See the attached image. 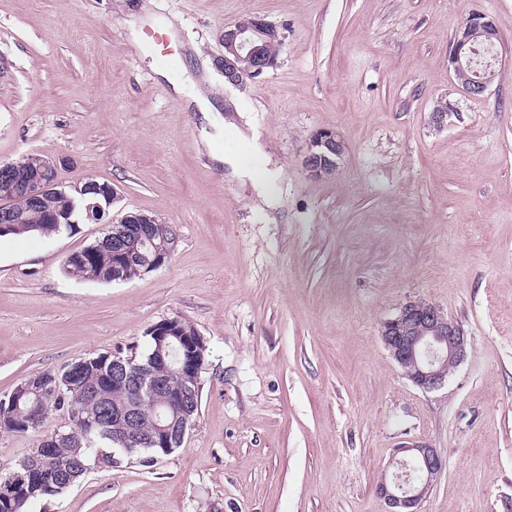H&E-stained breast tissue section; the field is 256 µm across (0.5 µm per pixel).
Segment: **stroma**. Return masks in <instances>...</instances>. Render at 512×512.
Masks as SVG:
<instances>
[{
	"mask_svg": "<svg viewBox=\"0 0 512 512\" xmlns=\"http://www.w3.org/2000/svg\"><path fill=\"white\" fill-rule=\"evenodd\" d=\"M477 11L501 47L473 98L448 56ZM247 15L284 40L276 68L232 86L224 27ZM164 49L223 102L217 146L258 136L281 168L274 206L213 163ZM321 129L346 142L327 180L303 166ZM28 152L59 186L111 184L113 219L155 216L178 243L139 278L83 282L64 263L101 225L0 238V398L97 354L143 356L169 318L207 351L180 448L92 468L25 512H386L376 486L410 439L446 463L421 512H512V0H0V163ZM410 298L470 338L436 391L380 339ZM66 422L51 409L0 431V474Z\"/></svg>",
	"mask_w": 512,
	"mask_h": 512,
	"instance_id": "obj_1",
	"label": "stroma"
}]
</instances>
